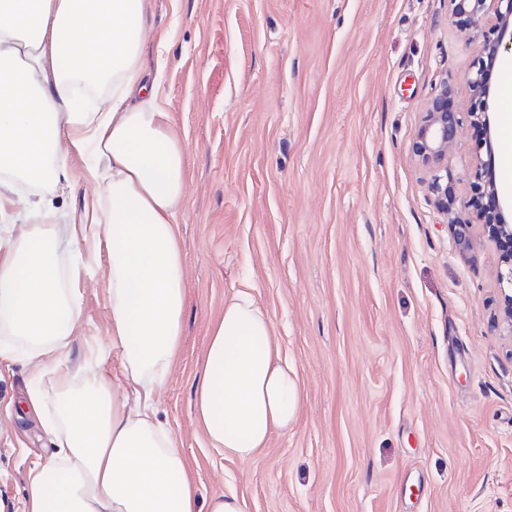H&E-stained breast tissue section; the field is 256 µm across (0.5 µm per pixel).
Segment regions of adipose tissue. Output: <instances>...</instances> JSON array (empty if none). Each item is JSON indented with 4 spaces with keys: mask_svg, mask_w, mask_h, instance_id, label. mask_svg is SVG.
I'll return each instance as SVG.
<instances>
[{
    "mask_svg": "<svg viewBox=\"0 0 512 512\" xmlns=\"http://www.w3.org/2000/svg\"><path fill=\"white\" fill-rule=\"evenodd\" d=\"M149 0H0V213L44 208L64 191L63 145L90 148L98 207L90 223L32 224L0 239V355L38 379L58 455L27 477L25 512H202L158 399L180 352L185 269L177 215L187 161L155 85L142 79ZM105 96L92 109L90 99ZM106 248L112 345L128 387L70 374L81 318L62 239ZM301 390L250 291L224 303L194 390L197 420L225 457L249 462L295 421Z\"/></svg>",
    "mask_w": 512,
    "mask_h": 512,
    "instance_id": "1",
    "label": "adipose tissue"
}]
</instances>
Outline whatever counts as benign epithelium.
I'll return each instance as SVG.
<instances>
[{
	"mask_svg": "<svg viewBox=\"0 0 512 512\" xmlns=\"http://www.w3.org/2000/svg\"><path fill=\"white\" fill-rule=\"evenodd\" d=\"M452 18L456 25L465 29H488L480 47V56L490 59L497 57L505 34L512 30V0H451ZM474 105L469 116L479 122L485 117L484 97L485 71L483 61H477L475 69L466 75ZM462 125L459 113L448 109V86H442L428 103L424 112L423 126L419 136L411 145L412 155L431 173L429 188L435 203L448 215V227L459 250L466 251L473 246L472 228L482 225L504 252V269L499 272L502 285V325L507 335H512V225L502 220L501 210L494 203L488 207L477 206L482 194L488 192L497 196L495 186L483 180L487 162L480 154H474V182L472 195L455 205L448 203V185L437 174V167L447 157L457 140L458 128Z\"/></svg>",
	"mask_w": 512,
	"mask_h": 512,
	"instance_id": "benign-epithelium-1",
	"label": "benign epithelium"
}]
</instances>
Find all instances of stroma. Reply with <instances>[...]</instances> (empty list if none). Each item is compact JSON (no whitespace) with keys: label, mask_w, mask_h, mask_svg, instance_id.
Returning a JSON list of instances; mask_svg holds the SVG:
<instances>
[{"label":"stroma","mask_w":512,"mask_h":512,"mask_svg":"<svg viewBox=\"0 0 512 512\" xmlns=\"http://www.w3.org/2000/svg\"><path fill=\"white\" fill-rule=\"evenodd\" d=\"M450 0H150L143 55L184 150L178 215L186 268L181 354L158 401L199 502L244 512H512V338L500 323V251L487 233L460 252L411 154L441 85L467 113L479 38ZM488 77L489 128L464 123L441 165L469 196L471 157L500 145L512 110ZM62 159L58 223L96 205L84 151ZM71 363L112 348L105 254L86 257ZM252 285L302 401L288 433L248 463L198 425L194 387L224 301ZM33 368L0 357V512H24L27 475L55 451L20 413Z\"/></svg>","instance_id":"35a3bbf8"}]
</instances>
